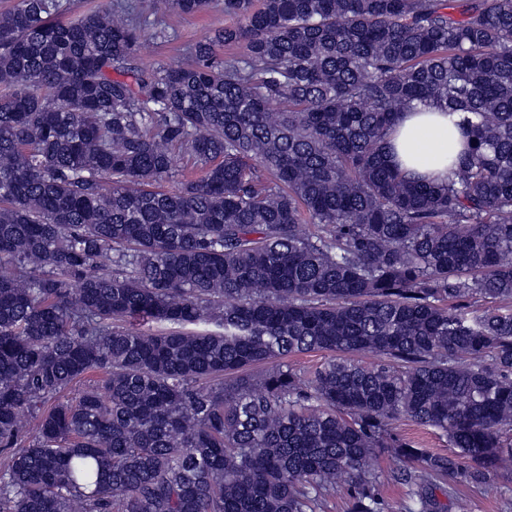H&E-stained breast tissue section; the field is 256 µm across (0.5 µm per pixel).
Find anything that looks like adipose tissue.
Listing matches in <instances>:
<instances>
[{
    "label": "adipose tissue",
    "mask_w": 512,
    "mask_h": 512,
    "mask_svg": "<svg viewBox=\"0 0 512 512\" xmlns=\"http://www.w3.org/2000/svg\"><path fill=\"white\" fill-rule=\"evenodd\" d=\"M462 149L460 129L432 106L399 114L388 138L391 164L437 183L451 179L452 162Z\"/></svg>",
    "instance_id": "ef3b65f1"
}]
</instances>
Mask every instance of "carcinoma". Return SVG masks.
I'll list each match as a JSON object with an SVG mask.
<instances>
[{
	"label": "carcinoma",
	"instance_id": "obj_1",
	"mask_svg": "<svg viewBox=\"0 0 512 512\" xmlns=\"http://www.w3.org/2000/svg\"><path fill=\"white\" fill-rule=\"evenodd\" d=\"M211 2L0 12V512H324L339 483L379 512L385 479L437 512L512 473V0H222L189 63L137 61ZM428 104L467 113L444 184L387 161ZM178 154L201 176L166 189ZM392 432L413 447L430 454H448L450 449L448 437L434 427L421 426L402 419L393 423Z\"/></svg>",
	"mask_w": 512,
	"mask_h": 512
}]
</instances>
